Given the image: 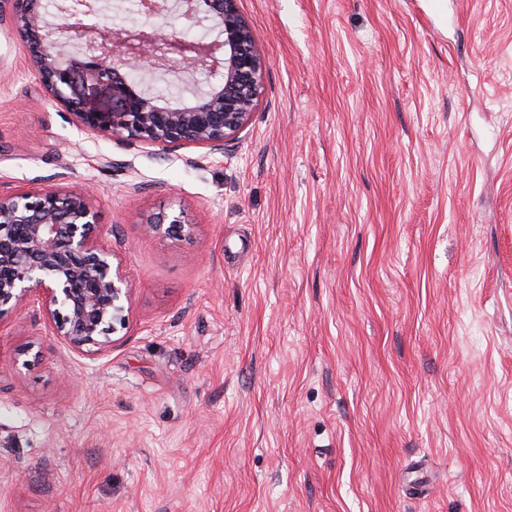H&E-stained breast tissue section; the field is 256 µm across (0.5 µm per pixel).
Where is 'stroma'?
<instances>
[{
	"mask_svg": "<svg viewBox=\"0 0 512 512\" xmlns=\"http://www.w3.org/2000/svg\"><path fill=\"white\" fill-rule=\"evenodd\" d=\"M239 8L221 155L79 130L0 35V191L83 192L132 288L102 355L0 311V512H512V0ZM169 217L165 215L156 216L154 218H150L144 223V230L148 233H157L163 229L164 224H169L167 227V232L182 234L186 233L190 234L191 228L189 225H185V222L181 220L180 216H173L172 219L165 223Z\"/></svg>",
	"mask_w": 512,
	"mask_h": 512,
	"instance_id": "obj_1",
	"label": "stroma"
}]
</instances>
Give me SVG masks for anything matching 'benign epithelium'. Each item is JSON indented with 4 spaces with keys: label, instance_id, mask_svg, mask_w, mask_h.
<instances>
[{
    "label": "benign epithelium",
    "instance_id": "7a95c632",
    "mask_svg": "<svg viewBox=\"0 0 512 512\" xmlns=\"http://www.w3.org/2000/svg\"><path fill=\"white\" fill-rule=\"evenodd\" d=\"M51 20L45 0H0V27L23 37L34 74L46 92L65 107L80 128L148 143L161 150L176 146L222 153L226 143L250 125L264 96L265 62L253 32L240 13L238 0H138L137 13L152 29L131 52L100 24V0H73L56 6ZM178 12L193 26L218 31L176 60L177 68L157 56L161 35L157 23ZM96 84H120L119 104L110 112L83 106L67 94L75 69ZM197 75L220 74L222 80L172 103L144 85L158 71ZM97 212L81 192L28 189L0 193V307L20 303L31 293H44L46 314L56 335L78 351L94 347L100 354L112 347L116 325H125L131 288L113 254L93 238ZM190 233L181 217L160 215L144 230Z\"/></svg>",
    "mask_w": 512,
    "mask_h": 512
}]
</instances>
